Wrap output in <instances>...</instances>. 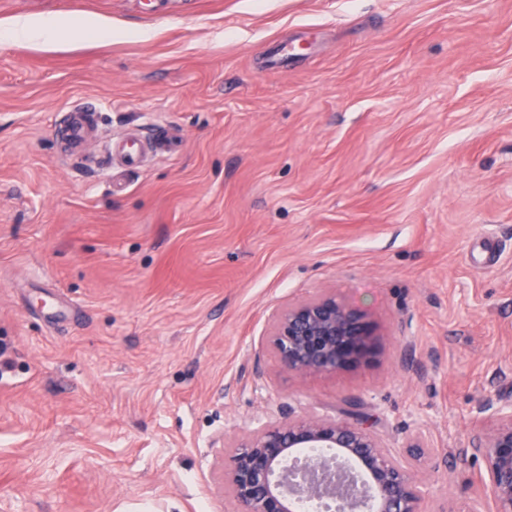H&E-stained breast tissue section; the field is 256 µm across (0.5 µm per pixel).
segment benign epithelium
Segmentation results:
<instances>
[{"instance_id":"benign-epithelium-1","label":"benign epithelium","mask_w":512,"mask_h":512,"mask_svg":"<svg viewBox=\"0 0 512 512\" xmlns=\"http://www.w3.org/2000/svg\"><path fill=\"white\" fill-rule=\"evenodd\" d=\"M377 325L361 308L331 294L291 304L273 321L269 344L291 373H332L368 361ZM357 404L345 418H288L253 432L235 447L226 481L241 512H297L300 498L334 499L349 512H423L427 489L413 473L428 450L420 441L395 458L367 424ZM471 453L482 459L477 480L495 512H512V398L479 401L473 409ZM304 448L329 457L296 466Z\"/></svg>"}]
</instances>
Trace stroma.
<instances>
[{"instance_id": "35a3bbf8", "label": "stroma", "mask_w": 512, "mask_h": 512, "mask_svg": "<svg viewBox=\"0 0 512 512\" xmlns=\"http://www.w3.org/2000/svg\"><path fill=\"white\" fill-rule=\"evenodd\" d=\"M19 16L55 27L0 35V512H235V446L353 403L394 456L429 446L425 512L483 499L471 410L512 396V0H0ZM152 127L177 151L108 164ZM326 293L377 353L287 372L272 321ZM68 112L73 114L64 126V133L69 152L73 156H77L92 131V117L95 111L89 108L74 107ZM143 149L145 147L138 139L111 140L106 147V154L119 158L127 172H134L143 162Z\"/></svg>"}]
</instances>
